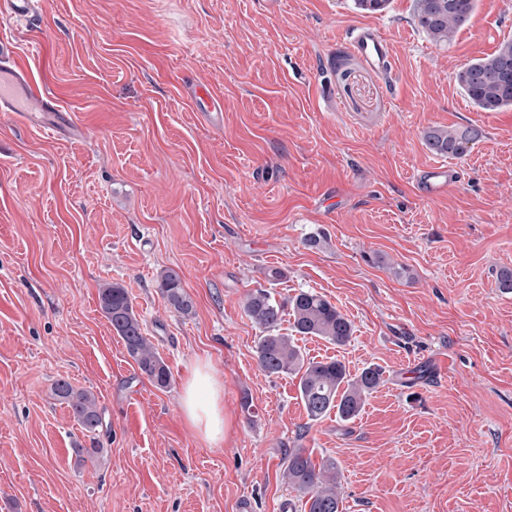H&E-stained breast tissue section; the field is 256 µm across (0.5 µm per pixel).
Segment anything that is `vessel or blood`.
Returning <instances> with one entry per match:
<instances>
[{
  "instance_id": "b4317fda",
  "label": "vessel or blood",
  "mask_w": 512,
  "mask_h": 512,
  "mask_svg": "<svg viewBox=\"0 0 512 512\" xmlns=\"http://www.w3.org/2000/svg\"><path fill=\"white\" fill-rule=\"evenodd\" d=\"M349 49L382 78H390L393 72L392 47L378 29L367 25L355 28L349 37ZM7 73L8 81L0 82L1 113L14 114L30 121L61 111L58 98L33 84L27 71L11 67ZM459 176L455 166L436 163L416 172L414 181L419 194L429 199L448 192L458 183Z\"/></svg>"
}]
</instances>
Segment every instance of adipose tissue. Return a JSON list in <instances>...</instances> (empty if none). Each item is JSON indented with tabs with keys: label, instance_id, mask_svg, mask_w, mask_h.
I'll use <instances>...</instances> for the list:
<instances>
[{
	"label": "adipose tissue",
	"instance_id": "obj_1",
	"mask_svg": "<svg viewBox=\"0 0 512 512\" xmlns=\"http://www.w3.org/2000/svg\"><path fill=\"white\" fill-rule=\"evenodd\" d=\"M183 411L210 445L224 439L222 385L208 367L197 366L184 383Z\"/></svg>",
	"mask_w": 512,
	"mask_h": 512
}]
</instances>
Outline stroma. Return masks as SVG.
I'll use <instances>...</instances> for the list:
<instances>
[{
	"instance_id": "35a3bbf8",
	"label": "stroma",
	"mask_w": 512,
	"mask_h": 512,
	"mask_svg": "<svg viewBox=\"0 0 512 512\" xmlns=\"http://www.w3.org/2000/svg\"><path fill=\"white\" fill-rule=\"evenodd\" d=\"M415 9L39 0L0 22V49L78 125L0 116V512H278L303 500L292 448L335 460L343 512H512V109L480 111L454 81L512 38V0H477L442 46ZM361 25L390 40L394 82L350 52ZM197 85L223 97L222 125ZM432 127L481 136L443 157ZM440 161L460 184L421 198L414 172ZM164 269L191 314L165 302ZM105 283L126 288L167 388L102 314ZM258 288L319 292L351 321L345 345H299L382 370L354 420H309L297 377L259 369ZM200 362L223 386L216 447L181 402ZM60 379L95 395L96 435L54 399ZM158 288L167 304L174 310L189 314L193 310V301L185 291L179 274L171 269H164L158 275Z\"/></svg>"
}]
</instances>
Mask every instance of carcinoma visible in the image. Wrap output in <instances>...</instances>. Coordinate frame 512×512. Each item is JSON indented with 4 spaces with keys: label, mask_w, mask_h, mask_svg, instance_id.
Masks as SVG:
<instances>
[{
    "label": "carcinoma",
    "mask_w": 512,
    "mask_h": 512,
    "mask_svg": "<svg viewBox=\"0 0 512 512\" xmlns=\"http://www.w3.org/2000/svg\"><path fill=\"white\" fill-rule=\"evenodd\" d=\"M475 8L476 0H416L415 18L433 43L445 45L469 22ZM455 83L469 102L482 111L512 108V39L502 41L494 53L460 67ZM477 137L478 131L472 128H433L426 134V144L437 154L460 157ZM157 283L170 307L183 314L191 313L192 298L176 271L162 270ZM99 304L141 372L156 387H167L169 368L144 336L126 289L117 283L102 285ZM286 310L293 317V331L300 336H316L339 346L352 336L351 322L324 295L301 291L283 304L268 290L258 289L247 296L244 312L264 331L256 346L259 368L269 375L291 373L299 377V396L309 419L318 420L333 410L342 421L355 419L366 397L382 383L381 370L369 366L353 378L338 360L305 361L291 337L276 333ZM52 393L67 405L85 432L96 434L102 426V416L91 392L60 379ZM284 473L288 484L306 497L304 512H339L336 486L340 473L336 462L328 460L317 466L304 449L295 448L288 452Z\"/></svg>",
    "instance_id": "cac0c4a2"
}]
</instances>
